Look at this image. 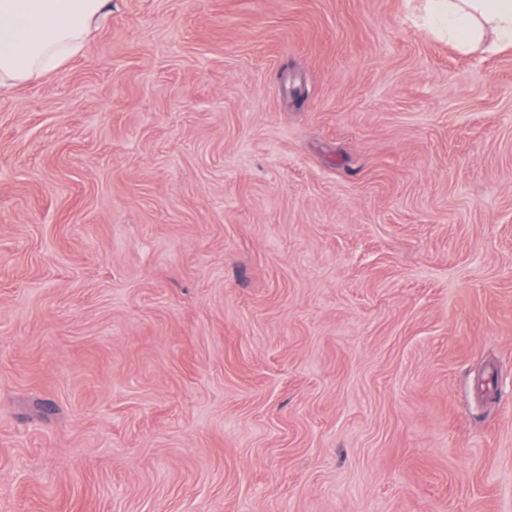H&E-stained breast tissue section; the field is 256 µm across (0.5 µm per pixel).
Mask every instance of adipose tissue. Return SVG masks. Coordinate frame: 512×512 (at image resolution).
Wrapping results in <instances>:
<instances>
[{"mask_svg":"<svg viewBox=\"0 0 512 512\" xmlns=\"http://www.w3.org/2000/svg\"><path fill=\"white\" fill-rule=\"evenodd\" d=\"M111 12L112 0H0V90L60 67ZM423 21L463 47L488 29L512 47V0H424Z\"/></svg>","mask_w":512,"mask_h":512,"instance_id":"obj_1","label":"adipose tissue"}]
</instances>
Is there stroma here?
Listing matches in <instances>:
<instances>
[{
	"mask_svg": "<svg viewBox=\"0 0 512 512\" xmlns=\"http://www.w3.org/2000/svg\"><path fill=\"white\" fill-rule=\"evenodd\" d=\"M416 0H112L0 93V512H512V47Z\"/></svg>",
	"mask_w": 512,
	"mask_h": 512,
	"instance_id": "obj_1",
	"label": "stroma"
}]
</instances>
